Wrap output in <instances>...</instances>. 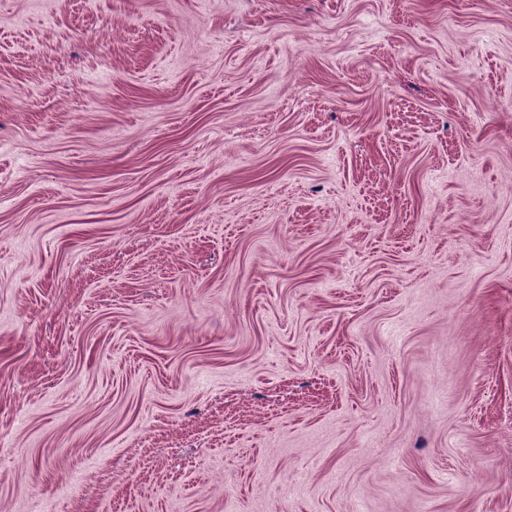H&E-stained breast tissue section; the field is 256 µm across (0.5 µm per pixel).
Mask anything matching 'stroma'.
<instances>
[{"label":"stroma","mask_w":512,"mask_h":512,"mask_svg":"<svg viewBox=\"0 0 512 512\" xmlns=\"http://www.w3.org/2000/svg\"><path fill=\"white\" fill-rule=\"evenodd\" d=\"M0 512H512V0H0Z\"/></svg>","instance_id":"obj_1"}]
</instances>
